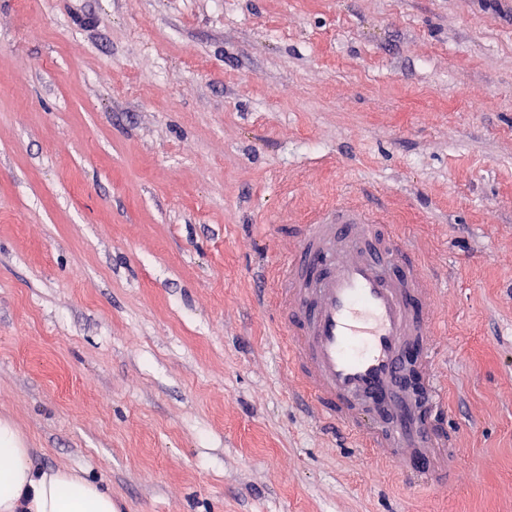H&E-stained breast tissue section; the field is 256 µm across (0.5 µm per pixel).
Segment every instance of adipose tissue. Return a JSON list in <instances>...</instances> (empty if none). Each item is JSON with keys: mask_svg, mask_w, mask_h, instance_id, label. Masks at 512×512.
Here are the masks:
<instances>
[{"mask_svg": "<svg viewBox=\"0 0 512 512\" xmlns=\"http://www.w3.org/2000/svg\"><path fill=\"white\" fill-rule=\"evenodd\" d=\"M0 512H119L111 494L70 470L36 468L14 427L0 421Z\"/></svg>", "mask_w": 512, "mask_h": 512, "instance_id": "ef3b65f1", "label": "adipose tissue"}]
</instances>
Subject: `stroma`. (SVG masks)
<instances>
[{"mask_svg":"<svg viewBox=\"0 0 512 512\" xmlns=\"http://www.w3.org/2000/svg\"><path fill=\"white\" fill-rule=\"evenodd\" d=\"M344 202L428 274L453 486L280 359ZM0 420L121 512H512V0H0Z\"/></svg>","mask_w":512,"mask_h":512,"instance_id":"obj_1","label":"stroma"}]
</instances>
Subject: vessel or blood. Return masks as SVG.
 <instances>
[{
    "label": "vessel or blood",
    "instance_id": "b4317fda",
    "mask_svg": "<svg viewBox=\"0 0 512 512\" xmlns=\"http://www.w3.org/2000/svg\"><path fill=\"white\" fill-rule=\"evenodd\" d=\"M281 325L313 417L364 447L401 456L412 488L431 480L443 408L428 280L408 246L370 210L340 204L303 225L278 268ZM423 377L418 396L401 378Z\"/></svg>",
    "mask_w": 512,
    "mask_h": 512
}]
</instances>
